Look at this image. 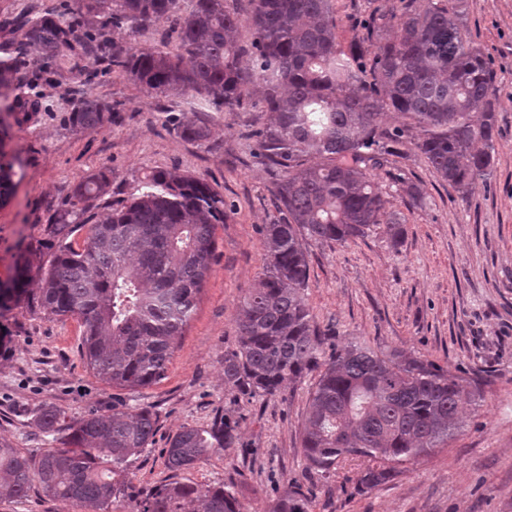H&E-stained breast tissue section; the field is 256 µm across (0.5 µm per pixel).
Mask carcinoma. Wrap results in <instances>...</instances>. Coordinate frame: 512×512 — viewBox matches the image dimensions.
Here are the masks:
<instances>
[{
	"label": "carcinoma",
	"instance_id": "obj_1",
	"mask_svg": "<svg viewBox=\"0 0 512 512\" xmlns=\"http://www.w3.org/2000/svg\"><path fill=\"white\" fill-rule=\"evenodd\" d=\"M85 0L72 8L49 6L4 22L12 38L0 45V88L18 90L20 64L88 57L150 94L186 97L203 112L243 107L250 87L260 96L264 121L251 131L261 164L283 174L275 219L264 226L262 272L239 304L238 347L224 354V384L242 396L275 395L285 382L316 372L302 436L305 475L328 481L343 460L365 467L361 488L373 489L400 473L398 466L448 445L464 427L466 398L448 371L399 351L378 354L352 345L324 358L326 334L307 304L309 265L299 236L344 244L388 226L393 245L402 221L387 210L376 177L385 172L413 204L422 190L395 166L415 146L435 172L466 193L493 174L498 116L494 72L464 21V0H419L372 13L347 47L337 41L334 0ZM253 40H236L242 23ZM168 24L175 49L140 51L109 41ZM395 112L398 125H382ZM74 126L97 129L112 122V106L75 99ZM185 140L204 144L209 128L165 115ZM110 179L93 174L76 185L83 203L108 193ZM227 217L224 197L206 180L175 170H153L143 191L100 215L74 207L55 214L50 256L26 249L12 279L0 284V316L29 305L27 285L42 284L45 312L76 317L83 326L82 354L102 381L136 390L165 378L177 341L194 314L211 268L215 231ZM90 225L79 248L68 238ZM59 410L37 417L47 435L58 431ZM157 423L147 408L135 413L91 412L70 427L58 448L34 458L0 441V501L26 497L33 484L46 496L106 512L126 498L131 512H242L227 486L166 483L149 493L131 491L125 463L147 447ZM239 442L238 423L226 411L206 427L184 426L170 440L166 463L187 469L219 448ZM268 512H311L309 491L294 480Z\"/></svg>",
	"mask_w": 512,
	"mask_h": 512
}]
</instances>
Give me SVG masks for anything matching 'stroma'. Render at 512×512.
Masks as SVG:
<instances>
[{
    "instance_id": "stroma-1",
    "label": "stroma",
    "mask_w": 512,
    "mask_h": 512,
    "mask_svg": "<svg viewBox=\"0 0 512 512\" xmlns=\"http://www.w3.org/2000/svg\"><path fill=\"white\" fill-rule=\"evenodd\" d=\"M400 0H335L337 36L349 44L359 21ZM466 25L489 59L498 86L494 177L461 192L443 181L420 153L400 166L425 191L413 206L386 175L378 183L389 210L403 219L401 245L386 225L339 245L302 238L308 256V305L320 329H333L324 349L352 344L403 353L447 368L463 388L479 384L465 404L466 425L447 447L407 466L389 482L360 490L363 463H341L328 483H314L312 512H512V0H465ZM79 72L63 69L54 83L33 82L39 108L24 120L12 110L15 93L0 88V128L13 165V191L0 206V281L11 278L27 245L51 251L56 212L70 209L75 186L91 174L110 177L108 195L92 198L89 213L130 197L157 169L205 178L224 198L227 218L195 313L161 382L130 391L109 385L82 357V324L39 307L0 316V440L37 456L53 447L35 417L61 412L69 426L91 410L108 414L147 407L157 415L147 448L130 457L135 489L168 482L232 485L243 512H265L306 460L302 432L309 374L276 395L243 397L224 384V355L237 347L238 305L258 280L265 260L262 228L276 216L281 173L255 156L252 121L258 94L245 109L206 112L210 139L199 145L162 127L158 108L191 115L183 100L147 94L92 59ZM110 102L112 123L81 130L71 123L77 92ZM238 420L240 441L194 466L170 470L165 450L185 426L203 427L225 410Z\"/></svg>"
}]
</instances>
